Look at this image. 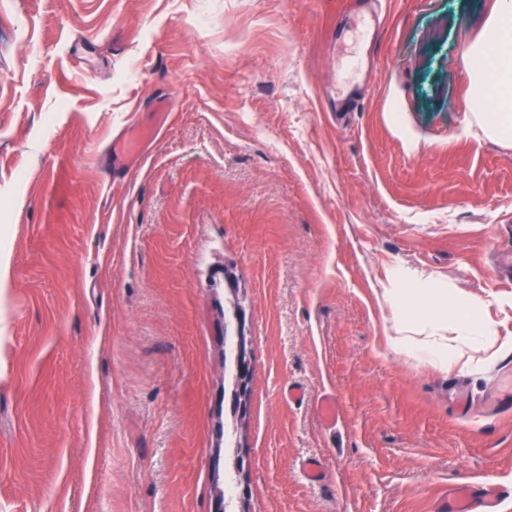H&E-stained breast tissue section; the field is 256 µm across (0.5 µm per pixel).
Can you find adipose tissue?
Instances as JSON below:
<instances>
[{"mask_svg":"<svg viewBox=\"0 0 512 512\" xmlns=\"http://www.w3.org/2000/svg\"><path fill=\"white\" fill-rule=\"evenodd\" d=\"M469 79L474 118L484 131L498 140L512 141V0H495L481 35L463 53ZM453 333L468 346H486L475 321L435 324L434 340L422 342L419 354L447 363L448 350L440 338Z\"/></svg>","mask_w":512,"mask_h":512,"instance_id":"1","label":"adipose tissue"}]
</instances>
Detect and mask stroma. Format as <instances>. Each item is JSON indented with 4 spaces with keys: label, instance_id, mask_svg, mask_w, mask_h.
Returning a JSON list of instances; mask_svg holds the SVG:
<instances>
[{
    "label": "stroma",
    "instance_id": "stroma-1",
    "mask_svg": "<svg viewBox=\"0 0 512 512\" xmlns=\"http://www.w3.org/2000/svg\"><path fill=\"white\" fill-rule=\"evenodd\" d=\"M356 2L0 0V512H435L487 476L512 512V143L462 59L494 0H380L366 40ZM417 289L489 349L396 343ZM145 139V131L142 129L125 132L112 143V170H107L112 171V175L127 172L131 163L141 154ZM234 362L237 387L235 397L237 400H239L241 405L246 406L250 396V391L246 390V385L248 386L247 370H251V362L241 351L238 352V349L234 355Z\"/></svg>",
    "mask_w": 512,
    "mask_h": 512
}]
</instances>
